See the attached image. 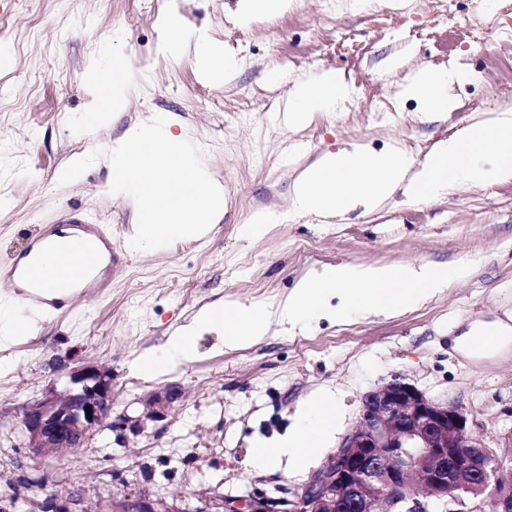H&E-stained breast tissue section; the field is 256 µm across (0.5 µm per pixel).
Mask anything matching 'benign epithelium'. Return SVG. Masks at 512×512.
<instances>
[{"mask_svg": "<svg viewBox=\"0 0 512 512\" xmlns=\"http://www.w3.org/2000/svg\"><path fill=\"white\" fill-rule=\"evenodd\" d=\"M112 369L88 363L72 372L62 393L52 388L22 407L25 447L41 461L63 448L88 444L105 429L141 430L142 419L113 417ZM177 399L154 394L146 416L160 421ZM92 409L87 416L85 408ZM460 406L429 398L396 376L363 397L362 417L330 462L290 501L255 492L246 499L209 502L195 512H512V476ZM76 489L61 503L49 497L39 512H74ZM113 512H177L163 499L124 496Z\"/></svg>", "mask_w": 512, "mask_h": 512, "instance_id": "1", "label": "benign epithelium"}]
</instances>
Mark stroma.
Returning a JSON list of instances; mask_svg holds the SVG:
<instances>
[{
	"mask_svg": "<svg viewBox=\"0 0 512 512\" xmlns=\"http://www.w3.org/2000/svg\"><path fill=\"white\" fill-rule=\"evenodd\" d=\"M296 0L287 13L231 20L238 0H0V263L21 255L40 224H96L112 242L102 292L42 316L0 290V322L28 323L24 336L0 337V494L29 512L46 496L85 491L93 512L133 494L162 498L182 512L202 500L299 497L360 421L362 398L399 375L429 397L459 405L489 446L512 429V342L471 354L455 338L486 324L512 329V182L464 186L429 202L394 195L376 210L323 224L292 208L300 174L348 144L382 153L405 148L427 161L461 126L512 110V0ZM452 23H444V12ZM178 14L188 32L180 51L160 31ZM204 35L236 65L207 80L194 57ZM123 53L132 79L127 106L95 108L91 65ZM466 66L453 112L426 118L400 94L422 68ZM340 71L352 87L345 108L318 112L302 126L284 115L294 80ZM389 111L387 120L378 110ZM175 121L224 187V215L201 239L133 250V211L113 198L106 159L62 185L60 171L96 148L109 149L137 121ZM259 212L275 221L252 239L241 225ZM445 263L458 277L426 302L389 318L347 311L325 300L301 329L285 331L278 312L298 282L326 265ZM260 302L272 312L264 339L228 350L201 330L195 357L144 378L142 352L164 344L203 306ZM97 362L114 377V412L143 414L149 398L174 386L179 399L143 432L105 431L47 463L28 452L21 408L48 389L64 390L77 366ZM334 398L336 428L307 467L257 470L255 443L287 433L317 395Z\"/></svg>",
	"mask_w": 512,
	"mask_h": 512,
	"instance_id": "stroma-1",
	"label": "stroma"
}]
</instances>
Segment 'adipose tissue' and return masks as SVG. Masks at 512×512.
<instances>
[{"instance_id":"ef3b65f1","label":"adipose tissue","mask_w":512,"mask_h":512,"mask_svg":"<svg viewBox=\"0 0 512 512\" xmlns=\"http://www.w3.org/2000/svg\"><path fill=\"white\" fill-rule=\"evenodd\" d=\"M93 75L100 86V111L119 107L131 89L122 58L113 57L109 68L94 69ZM469 77L462 67L426 69L412 77L402 94L415 99L423 114L450 112L457 106L450 87ZM350 97V85L333 71L298 80L290 91L288 118L299 121L316 112L335 110ZM508 181H512V113L507 111L461 128L439 142L431 158L420 165L401 150L326 154L300 177L295 206L299 213L329 220L360 206L375 209L398 190L419 203L463 186L487 187ZM456 274V269L435 264L330 266L301 281L281 317L290 326H298L330 294L346 297L363 316L389 317L426 300ZM268 319L266 309L255 303L204 308L193 324L177 330L163 346L142 354L136 367L151 375L169 361L190 360L195 333L203 327L218 328L231 347L257 341L265 336ZM333 418L326 402L315 403L311 417L299 421L288 434L273 443H258L251 451L250 466L269 469L284 458L292 466L304 465L319 452L321 435Z\"/></svg>"}]
</instances>
